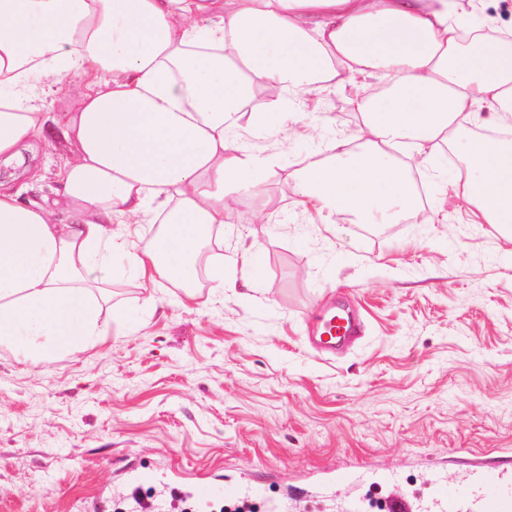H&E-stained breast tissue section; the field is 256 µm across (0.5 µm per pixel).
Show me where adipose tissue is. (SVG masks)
<instances>
[{
  "label": "adipose tissue",
  "instance_id": "obj_1",
  "mask_svg": "<svg viewBox=\"0 0 512 512\" xmlns=\"http://www.w3.org/2000/svg\"><path fill=\"white\" fill-rule=\"evenodd\" d=\"M484 0H0V161L60 139L71 152L54 196L0 187V348L44 362L105 336L92 291L117 275L196 279L229 194H258L279 154L228 151L232 119L262 122L327 81L386 77L390 92L355 103L361 143L295 170L317 211L400 224L421 201L393 148L450 146L480 106L512 115V51H465L462 23ZM87 83L77 112L56 116L47 85ZM274 87L276 98L254 88ZM461 199L483 224L512 223V146L464 147ZM161 219L155 239L125 227Z\"/></svg>",
  "mask_w": 512,
  "mask_h": 512
}]
</instances>
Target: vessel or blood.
<instances>
[{"label": "vessel or blood", "instance_id": "vessel-or-blood-1", "mask_svg": "<svg viewBox=\"0 0 512 512\" xmlns=\"http://www.w3.org/2000/svg\"><path fill=\"white\" fill-rule=\"evenodd\" d=\"M356 332L354 320L329 305L315 319L312 341L332 349ZM427 484L433 512H512V472L496 465H485L456 480L432 474Z\"/></svg>", "mask_w": 512, "mask_h": 512}]
</instances>
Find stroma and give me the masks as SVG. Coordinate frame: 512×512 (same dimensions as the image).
Here are the masks:
<instances>
[{
    "mask_svg": "<svg viewBox=\"0 0 512 512\" xmlns=\"http://www.w3.org/2000/svg\"><path fill=\"white\" fill-rule=\"evenodd\" d=\"M353 99L351 84L329 86L268 131L241 113L232 146L284 140L288 152L261 173V194L228 198L195 300L168 280L116 278L97 294L103 341L49 362L0 349V512L124 510L137 475L162 512H180L172 488L254 480L288 512H340L353 493L375 512L421 498L429 467L456 479L512 463V223H477L462 204L461 146L438 172L403 149L423 187L419 223L358 224L303 203L294 171L364 127ZM23 155V197L40 199L68 148ZM261 209L269 223L250 222ZM244 247L253 278L218 289L240 276ZM330 300L362 326L333 355L305 343ZM364 462L396 483L328 486L330 469Z\"/></svg>",
    "mask_w": 512,
    "mask_h": 512,
    "instance_id": "obj_1",
    "label": "stroma"
}]
</instances>
